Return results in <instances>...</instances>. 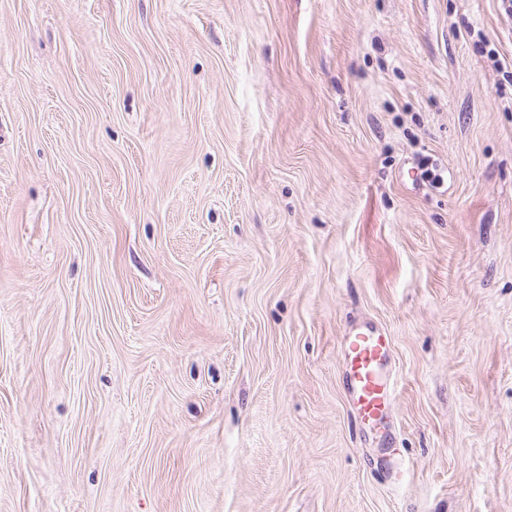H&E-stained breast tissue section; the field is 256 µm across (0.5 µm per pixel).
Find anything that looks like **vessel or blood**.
<instances>
[{"label": "vessel or blood", "mask_w": 512, "mask_h": 512, "mask_svg": "<svg viewBox=\"0 0 512 512\" xmlns=\"http://www.w3.org/2000/svg\"><path fill=\"white\" fill-rule=\"evenodd\" d=\"M348 399L360 422H382L397 389L389 371L390 339L385 331L363 325L348 331L342 345Z\"/></svg>", "instance_id": "obj_1"}]
</instances>
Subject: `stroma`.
<instances>
[{"label":"stroma","mask_w":512,"mask_h":512,"mask_svg":"<svg viewBox=\"0 0 512 512\" xmlns=\"http://www.w3.org/2000/svg\"><path fill=\"white\" fill-rule=\"evenodd\" d=\"M505 8L0 0V512H512ZM348 399L364 426L382 422L397 389L389 371L390 339L372 325L348 331L342 345Z\"/></svg>","instance_id":"1"}]
</instances>
